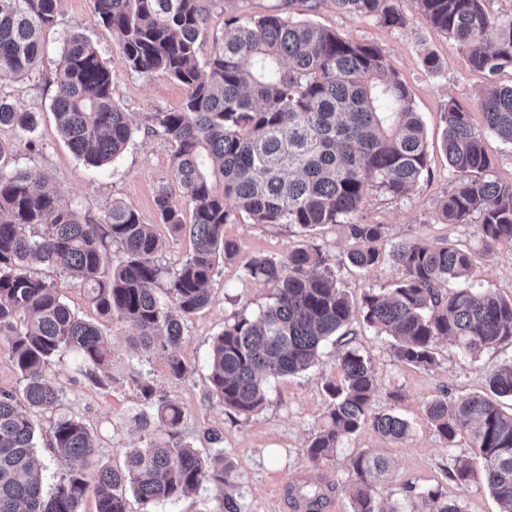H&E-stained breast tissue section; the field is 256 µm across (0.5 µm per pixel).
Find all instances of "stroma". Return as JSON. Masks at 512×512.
Listing matches in <instances>:
<instances>
[{"instance_id": "1", "label": "stroma", "mask_w": 512, "mask_h": 512, "mask_svg": "<svg viewBox=\"0 0 512 512\" xmlns=\"http://www.w3.org/2000/svg\"><path fill=\"white\" fill-rule=\"evenodd\" d=\"M208 15L206 34L199 59H206L213 46L224 38V22L238 17L246 22L266 15L308 20L359 43L378 47L389 67L406 84L424 125L428 144L426 170L400 196L371 190L353 222L382 225L384 233L376 247L377 265L362 272L347 264V252L354 241L345 224H324L308 232L289 224H255L240 220L225 225L226 239L237 243L231 258L219 259L208 288L210 302L191 314L176 353L189 367L181 378L169 370L168 355L147 353L129 345L130 325L99 315L71 279L44 265L35 266L33 275L53 282L65 302L80 318L94 323L112 346V381L99 387L74 379L69 360L52 363L46 375L59 390L60 416L82 420L98 443L100 464L119 467L127 449L141 447L153 437H163L162 428L144 431L139 416L144 404L134 375L152 380L158 394L180 406L183 417L178 441L201 453L223 449L233 464L234 496L245 512H292L276 495L279 483L295 480L312 464L306 448L325 422L329 409L327 381L337 379L338 350L326 342L319 362L311 369L269 379L266 401L251 416L225 411L209 399V357L215 337L225 325L246 317L257 318L272 303L270 288L247 274L258 256L281 257L298 248L318 250L336 273L337 284L354 306H361L368 292H384L400 280L402 271L392 259L393 248L405 241L448 242L466 247L473 256L467 282L476 290L490 289L512 298V244L486 249L478 223L446 224L440 218V203L457 179L442 148L443 113L449 101H457L471 112L476 129L482 130L484 146L492 162L489 179L512 181V144L485 132L476 96L487 81L512 86V69L487 78L469 68L460 46L432 26L418 12L412 0H398L397 7L406 22L400 27L385 25L339 10L334 0H201ZM84 32L112 72L114 99L135 124L128 148L115 161L95 168L78 159L57 131L51 103L56 91L55 72L63 38L70 32ZM42 60L36 72L12 79H0V96L18 108L36 112V149L26 145L27 135L9 127L0 128V140L13 147L10 169L36 168L47 177V186L59 190L65 204L95 217L119 201L135 209L152 224L163 243L157 261L169 269L180 267L193 251L188 232L174 231L159 223L153 199L157 181L171 174L177 146L167 138L148 132L149 117L156 112L179 110L186 88L161 72L142 74L130 69L118 40L110 30L94 23L88 0H63L54 24L41 36ZM434 54L437 69H427L424 58ZM357 334L353 344L371 360L377 380L376 407L393 409L411 424L409 436L394 443L384 439L371 426L345 438L331 461L320 471L335 483L331 494L334 512H351L345 492L351 478L350 461L362 452L380 453L389 458V471L373 484L379 503L403 501L407 487L437 490L457 502L464 512H499L489 490L479 482L467 485L449 479L448 469L458 456L469 455L464 440L448 444L431 425L425 405L432 398H457L482 391L489 374L512 360V342L507 341L473 359L457 346L443 340L437 344L436 363L419 369L398 361L386 336L366 326L361 314H354ZM217 431L219 444L205 441L206 431ZM224 487L209 481L192 494L175 501L155 503L153 512H222Z\"/></svg>"}]
</instances>
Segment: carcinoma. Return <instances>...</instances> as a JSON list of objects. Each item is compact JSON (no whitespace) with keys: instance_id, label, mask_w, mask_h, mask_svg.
Returning a JSON list of instances; mask_svg holds the SVG:
<instances>
[{"instance_id":"obj_1","label":"carcinoma","mask_w":512,"mask_h":512,"mask_svg":"<svg viewBox=\"0 0 512 512\" xmlns=\"http://www.w3.org/2000/svg\"><path fill=\"white\" fill-rule=\"evenodd\" d=\"M61 0H0V78L38 70L42 31L53 25ZM94 21L112 31L128 66L162 72L188 91L176 112L151 116L152 132L177 145L171 173L192 208V222L170 202V184L160 178L154 207L159 221L187 230L193 254L166 270L156 255L161 241L154 225L121 202L97 221L63 204L36 169L3 171L12 146L0 141V351H5L24 386L0 393V512H81L88 492L96 512H128L127 493L142 512L177 500L206 481L229 484L232 465L220 448L203 456L175 440L180 408L157 397L153 385L137 383L145 407L142 425L168 428V439L131 448L124 466L97 463L95 438L74 417L50 421L48 447L60 476L43 489L35 448L36 416L54 410L56 386L44 377L55 359L68 357L82 381L112 382V349L94 324L76 316L54 284L30 273L47 264L74 281L97 311L137 331L128 337L146 352H169L183 336L184 320L210 302L206 285L219 257L237 244L224 225L244 215L254 224H292L306 232L319 224H346L372 188L402 195L428 163L423 125L407 86L375 46L355 42L308 20L264 16L225 21L224 41L205 62L198 53L207 18L200 0H89ZM336 7L390 26L404 25L394 0H335ZM436 28L466 52L471 68L493 78L512 68V20L487 14L483 0H414ZM51 105L59 133L85 163L101 167L128 146L134 128L113 100L110 69L90 38L66 35L55 74ZM479 108L485 129L512 143V86L490 85ZM448 165L459 174L441 201L446 224L480 219L488 249L512 243V182L483 177L491 166L471 113L454 100L443 113ZM37 113L21 111L0 97V127L31 133ZM349 262L367 270L378 263L374 247L380 224H353ZM122 253L106 266L112 247ZM403 277L389 294L364 296L366 325L390 338L397 360L429 368L443 339L471 358L512 339V298L491 291H445L464 275L472 255L445 242H404L391 254ZM313 249L280 258L259 256L248 274L272 290L273 302L256 319L224 325L213 342L209 397L248 417L266 400L270 377L297 374L318 361L324 342L336 338L339 380L327 423L307 448L313 468L330 461L343 438L365 424L393 442L406 439L410 423L374 406L375 374L369 359L348 336L355 310L337 287L335 272ZM487 393L452 401L436 397L426 416L448 443L464 436L470 457H457L448 476L461 484L481 481L501 512H512V411L498 402L512 397V362L494 370ZM389 461L360 453L351 459L348 485L352 512H462L435 491L408 487L406 502L379 505L371 478ZM296 498L317 506L327 499L320 477L290 487Z\"/></svg>"}]
</instances>
